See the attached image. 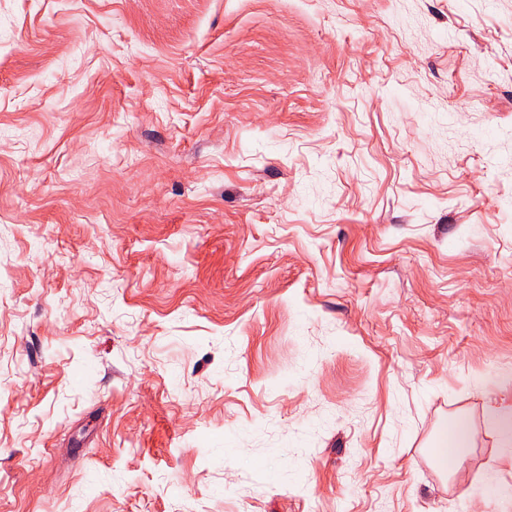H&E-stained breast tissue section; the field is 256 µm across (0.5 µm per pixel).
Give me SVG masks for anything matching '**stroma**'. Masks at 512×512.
<instances>
[{"mask_svg":"<svg viewBox=\"0 0 512 512\" xmlns=\"http://www.w3.org/2000/svg\"><path fill=\"white\" fill-rule=\"evenodd\" d=\"M507 269L512 0H0V512H512ZM490 412L494 422L500 427L503 447L512 445V406H491ZM470 427L464 416L454 418L449 424L442 426L435 448V460L441 467L448 468V455L451 457V470L457 467L463 460L461 448L470 447Z\"/></svg>","mask_w":512,"mask_h":512,"instance_id":"35a3bbf8","label":"stroma"}]
</instances>
